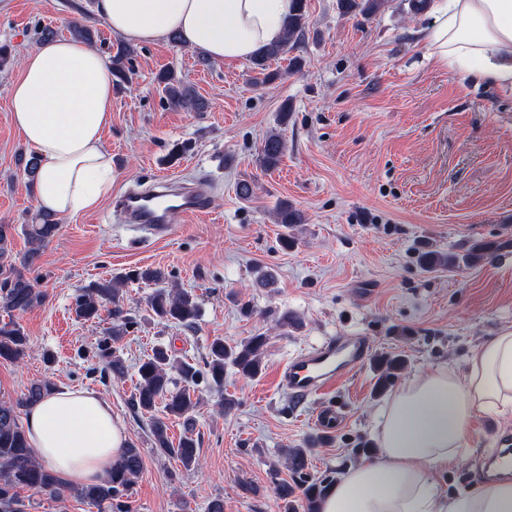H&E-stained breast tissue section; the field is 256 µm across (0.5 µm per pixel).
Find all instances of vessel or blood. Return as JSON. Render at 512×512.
I'll list each match as a JSON object with an SVG mask.
<instances>
[{"label": "vessel or blood", "instance_id": "vessel-or-blood-1", "mask_svg": "<svg viewBox=\"0 0 512 512\" xmlns=\"http://www.w3.org/2000/svg\"><path fill=\"white\" fill-rule=\"evenodd\" d=\"M209 188L200 179L191 184L159 179L149 191L119 196L114 209L123 223L140 224L154 235L166 236L172 231V214L192 218L207 211ZM370 351L369 341L362 336L326 337L288 361L280 373L281 384L299 399L325 394L363 363Z\"/></svg>", "mask_w": 512, "mask_h": 512}]
</instances>
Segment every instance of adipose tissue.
Listing matches in <instances>:
<instances>
[{"label": "adipose tissue", "mask_w": 512, "mask_h": 512, "mask_svg": "<svg viewBox=\"0 0 512 512\" xmlns=\"http://www.w3.org/2000/svg\"><path fill=\"white\" fill-rule=\"evenodd\" d=\"M293 0H97L105 24L142 45L180 35L206 57L252 59L279 43ZM421 31L429 56L477 81L512 92V0H435ZM112 70L83 42L56 38L23 58L10 117L41 164L33 184L39 210L55 216L95 208L112 188L103 132L112 121ZM512 411V329H501L463 370L438 365L397 387L380 410L377 452L348 469L320 512H512V480L478 483L443 496L434 476L469 446L480 412ZM33 455L71 487L100 482L126 444L124 426L98 394L58 388L29 406Z\"/></svg>", "instance_id": "1"}]
</instances>
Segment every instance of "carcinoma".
I'll use <instances>...</instances> for the list:
<instances>
[{
  "label": "carcinoma",
  "instance_id": "cac0c4a2",
  "mask_svg": "<svg viewBox=\"0 0 512 512\" xmlns=\"http://www.w3.org/2000/svg\"><path fill=\"white\" fill-rule=\"evenodd\" d=\"M294 12L288 17L284 39L268 48L253 59L254 70L260 75L258 81L268 82L274 74L268 72L267 62L288 52V49L304 36L307 16L304 0H295ZM340 8L348 13L353 10L365 17L375 15L382 7L383 0H339ZM131 49L123 47L111 57L112 76L115 86L130 83L132 75ZM167 102L175 107L201 110L203 102L184 81L171 69L162 71L157 77ZM285 152V142L277 132L268 134L261 146L260 162L264 169L276 168ZM277 223L285 226L303 223V215L293 205L282 202L277 207ZM32 248L21 258L13 255L10 227L0 224V305L9 311L24 312L44 300V294L24 276L20 267H31L39 255L40 248L53 239L58 231L54 215L36 211L30 222L23 226ZM493 257L491 248L476 245L463 256L427 254L422 258L424 266L450 269L464 265H475ZM128 280L156 283L164 280L161 271L152 268H138L124 275L100 279L92 283L75 298V314L85 321L100 317L102 308L112 304V329L98 343V357L104 362V369L120 375L122 360L116 355L114 344L125 336L136 321L129 316L121 304L120 285ZM152 313L161 321L193 329L200 314L196 298L188 291L172 286L158 288L149 298ZM28 336L23 327L14 320L0 321V359L17 361L26 351ZM266 337L251 336L230 345L220 337L209 344L208 358L204 367L176 358L170 349L156 347L152 354L142 359L137 366V381L132 396L133 406L150 415L151 447L177 460L184 469L190 470L199 463L197 442L193 436L194 420L192 411L198 403V396L190 386L205 381L210 387L221 389L224 374L231 368L244 378H256L263 370L262 353ZM405 359L400 355H384L377 359V380L375 389L383 392L390 381L404 369ZM56 388L48 380L31 384L17 403L0 401V512H25L26 504L19 490L28 488L36 494L59 497L65 491L61 477L39 462L31 452L25 428L18 412L19 407L38 400ZM164 403L163 416L154 411L158 403ZM182 421L186 431L178 442L168 436L167 420ZM287 467L292 472V481H275V493L282 501L284 512H318L320 500L331 487V481L307 480L309 449L287 448L284 450ZM143 465L140 448L134 443L126 446L112 472L101 482L70 490L77 499L90 502L106 509V512H131L130 493L134 480Z\"/></svg>",
  "mask_w": 512,
  "mask_h": 512
}]
</instances>
